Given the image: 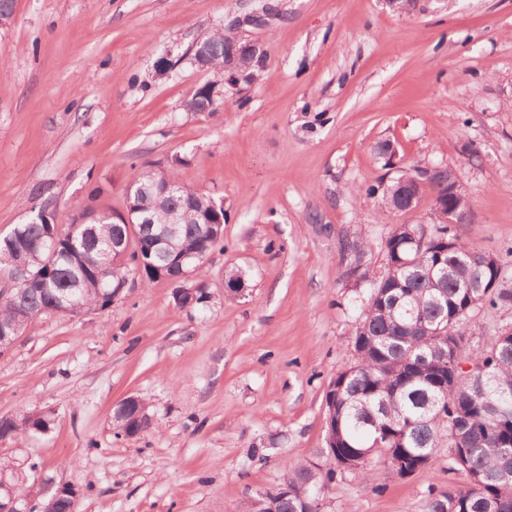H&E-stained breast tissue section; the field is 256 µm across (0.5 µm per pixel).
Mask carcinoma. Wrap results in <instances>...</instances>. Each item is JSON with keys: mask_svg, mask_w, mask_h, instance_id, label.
I'll use <instances>...</instances> for the list:
<instances>
[{"mask_svg": "<svg viewBox=\"0 0 512 512\" xmlns=\"http://www.w3.org/2000/svg\"><path fill=\"white\" fill-rule=\"evenodd\" d=\"M232 38L221 29L201 40L213 80L194 92L187 110L214 112L221 105L211 91L224 85ZM455 179L447 168L426 188L408 184L393 193L385 188L382 203L405 211L411 188L419 195L430 189L437 202L448 196ZM168 184L173 190L165 193ZM124 209L133 213L134 225L118 223L110 206L86 205L57 237L54 261L38 248L44 232L54 229V216L17 225L30 244V268L41 285L0 290V325L22 330L69 299L80 313L102 309L111 304L106 293H117L131 275L149 284L182 268L199 273L224 240L219 220L224 211H215L212 198L179 182L172 168L140 169L126 187ZM174 216L179 223L170 252L187 258L183 266L166 267L154 251L112 250L119 239L149 241L168 234ZM383 252L387 294L369 295L354 331V364L336 376L342 383L339 400L327 402L326 433L336 436L335 463L374 481V454L399 455L411 464L446 448L448 470L465 471L470 483L429 491L428 512H512V334L502 329L482 350L468 343V317L475 308L512 305V264L462 242L440 218L399 225ZM465 361L471 371L458 379L457 366ZM113 422L129 435L147 429L131 413L115 412ZM46 429L43 418L0 417V436ZM334 473L294 465L284 479L288 496L259 492L248 512H265L271 499L277 512H315L324 479Z\"/></svg>", "mask_w": 512, "mask_h": 512, "instance_id": "carcinoma-1", "label": "carcinoma"}]
</instances>
